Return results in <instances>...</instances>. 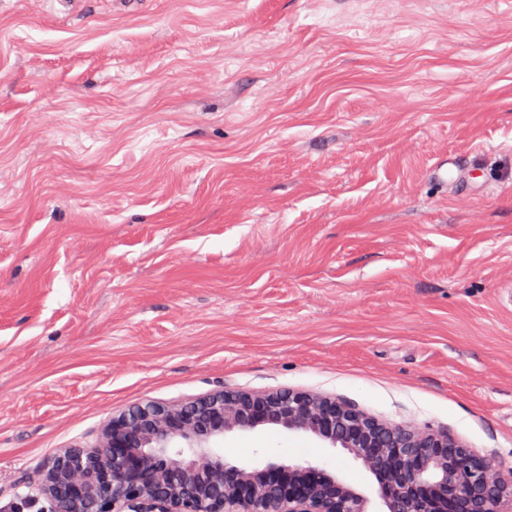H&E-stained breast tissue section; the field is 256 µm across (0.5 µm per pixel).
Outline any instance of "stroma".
Wrapping results in <instances>:
<instances>
[{"mask_svg":"<svg viewBox=\"0 0 512 512\" xmlns=\"http://www.w3.org/2000/svg\"><path fill=\"white\" fill-rule=\"evenodd\" d=\"M478 154L458 208L431 167ZM512 0H0V512L136 404L331 396L512 470ZM226 463L362 464L279 427Z\"/></svg>","mask_w":512,"mask_h":512,"instance_id":"obj_1","label":"stroma"}]
</instances>
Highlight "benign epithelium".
Masks as SVG:
<instances>
[{"instance_id":"7a95c632","label":"benign epithelium","mask_w":512,"mask_h":512,"mask_svg":"<svg viewBox=\"0 0 512 512\" xmlns=\"http://www.w3.org/2000/svg\"><path fill=\"white\" fill-rule=\"evenodd\" d=\"M266 425L310 433L361 462L384 512H512V471L458 439L296 390L136 405L112 418L98 446L55 455L23 504L45 499L38 512H369L367 495L319 465L247 469L212 446L228 431Z\"/></svg>"}]
</instances>
